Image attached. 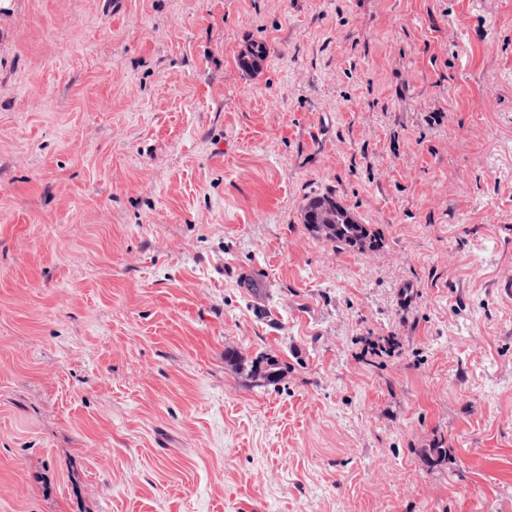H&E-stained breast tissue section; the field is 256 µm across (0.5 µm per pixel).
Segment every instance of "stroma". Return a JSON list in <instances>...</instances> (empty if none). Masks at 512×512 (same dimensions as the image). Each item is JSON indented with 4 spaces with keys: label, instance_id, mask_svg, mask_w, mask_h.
Masks as SVG:
<instances>
[{
    "label": "stroma",
    "instance_id": "1",
    "mask_svg": "<svg viewBox=\"0 0 512 512\" xmlns=\"http://www.w3.org/2000/svg\"><path fill=\"white\" fill-rule=\"evenodd\" d=\"M506 279L512 0H0V512H512ZM331 201H335V199L329 194L315 196L307 201L303 209V223L306 225V227L314 232L317 236H320L318 231L328 235L331 229V224L336 223L335 233L332 236L326 238L327 240L336 243L337 246L345 249H376L379 246V239L377 235L371 231L366 224H349L344 222L345 218L347 221H350V219L349 217H346L344 208L336 204V201L332 202L330 206H327L325 210L326 213L322 217V223L316 224V228L312 224L305 223L308 222L309 215H319L324 206H326ZM336 212L342 213V215L345 217L336 215Z\"/></svg>",
    "mask_w": 512,
    "mask_h": 512
}]
</instances>
